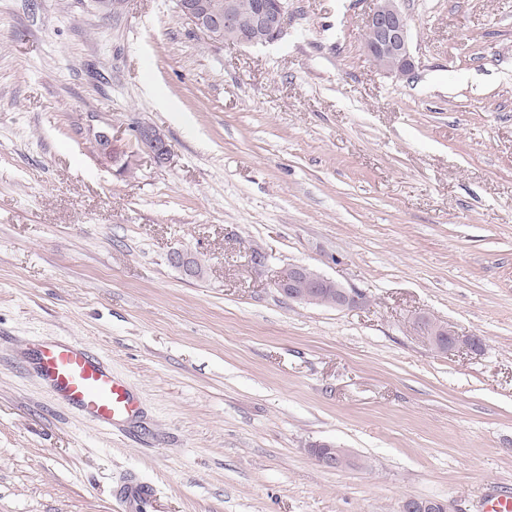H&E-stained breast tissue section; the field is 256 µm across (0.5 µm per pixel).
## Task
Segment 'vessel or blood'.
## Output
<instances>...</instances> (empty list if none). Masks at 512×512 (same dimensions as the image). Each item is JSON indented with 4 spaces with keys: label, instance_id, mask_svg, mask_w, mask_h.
Segmentation results:
<instances>
[{
    "label": "vessel or blood",
    "instance_id": "1",
    "mask_svg": "<svg viewBox=\"0 0 512 512\" xmlns=\"http://www.w3.org/2000/svg\"><path fill=\"white\" fill-rule=\"evenodd\" d=\"M35 372L45 387L89 421L104 427L125 425L138 412L127 383L81 344L54 341L38 345ZM112 495L123 512H160L152 485L131 477L117 483Z\"/></svg>",
    "mask_w": 512,
    "mask_h": 512
}]
</instances>
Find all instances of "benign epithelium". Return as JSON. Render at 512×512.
Instances as JSON below:
<instances>
[{"mask_svg":"<svg viewBox=\"0 0 512 512\" xmlns=\"http://www.w3.org/2000/svg\"><path fill=\"white\" fill-rule=\"evenodd\" d=\"M373 6L364 20L367 39L363 42L366 54L375 68L387 75L407 76L413 73L415 58L411 47V24L408 15L400 7L399 0H372ZM288 0H279L278 8L262 7L253 13L251 30L243 32L238 26L239 0H224L218 9L208 0H185L180 5L181 17L208 43L225 41L243 46H265L278 41L285 32L288 19ZM94 150L98 159L117 167L126 174L131 169V155L126 144L112 133V127L92 131ZM137 150L158 164H165L172 154V146L165 133L151 124H141L133 130ZM170 261L190 278H199L204 270L195 264V254L187 249L176 248L170 253ZM276 288L290 301L301 305H322L324 296L331 294V307L344 310L365 303V295L348 290L303 265L290 264L279 271ZM427 335L435 349L441 352L472 350L478 344L475 336H460L448 327L425 321ZM312 456L323 467L336 468L341 460L354 462L345 448L322 443L311 449ZM401 512H447V506L438 501L416 498L406 499Z\"/></svg>","mask_w":512,"mask_h":512,"instance_id":"1","label":"benign epithelium"}]
</instances>
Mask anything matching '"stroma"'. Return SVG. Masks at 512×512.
<instances>
[{"instance_id":"35a3bbf8","label":"stroma","mask_w":512,"mask_h":512,"mask_svg":"<svg viewBox=\"0 0 512 512\" xmlns=\"http://www.w3.org/2000/svg\"><path fill=\"white\" fill-rule=\"evenodd\" d=\"M371 6L290 0L250 47L204 42L175 0H0V512H121L130 476L163 512L512 490V0H400L407 77L366 54ZM143 123L167 164L97 159L93 128ZM289 264L366 304L288 301ZM428 319L482 350L437 351ZM58 339L127 382L124 432L44 387L33 346ZM170 261L177 268L181 269L187 277L200 278L204 273L203 267L200 270L195 264V261H198L195 254L187 249H173L170 253ZM312 456L323 467L336 469L340 460H347L349 464L354 462L353 457L345 448H338L335 445L322 443L311 448Z\"/></svg>"}]
</instances>
